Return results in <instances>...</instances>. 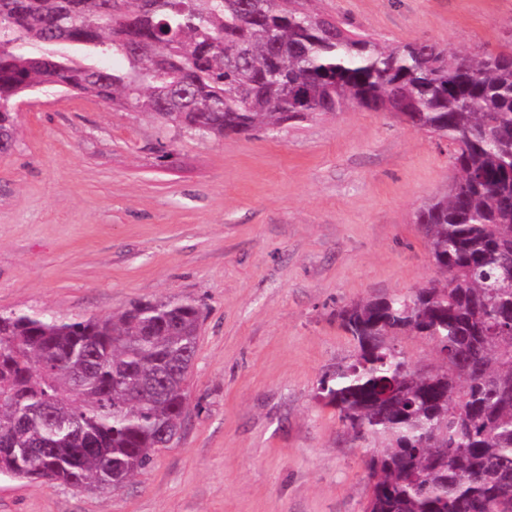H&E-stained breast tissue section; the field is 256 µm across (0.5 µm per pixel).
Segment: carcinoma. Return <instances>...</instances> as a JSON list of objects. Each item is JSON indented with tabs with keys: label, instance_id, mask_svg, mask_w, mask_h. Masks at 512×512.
Instances as JSON below:
<instances>
[{
	"label": "carcinoma",
	"instance_id": "1",
	"mask_svg": "<svg viewBox=\"0 0 512 512\" xmlns=\"http://www.w3.org/2000/svg\"><path fill=\"white\" fill-rule=\"evenodd\" d=\"M64 87L202 137L355 104L447 141L460 177L417 214L442 278L342 306L357 355L318 397L374 444L365 512H512V50L390 47L288 0H0L1 152L17 99ZM200 326L184 299L1 313L0 474L109 493L149 469L183 427ZM403 333L437 363L410 366Z\"/></svg>",
	"mask_w": 512,
	"mask_h": 512
}]
</instances>
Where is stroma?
I'll use <instances>...</instances> for the list:
<instances>
[{"label": "stroma", "mask_w": 512, "mask_h": 512, "mask_svg": "<svg viewBox=\"0 0 512 512\" xmlns=\"http://www.w3.org/2000/svg\"><path fill=\"white\" fill-rule=\"evenodd\" d=\"M396 45L512 48V0H309ZM0 153V312L105 316L195 301L171 447L118 491L0 475V512H364L372 453L316 398L356 347L336 313L438 273L418 210L457 178L446 141L351 105L203 138L36 91Z\"/></svg>", "instance_id": "1"}]
</instances>
